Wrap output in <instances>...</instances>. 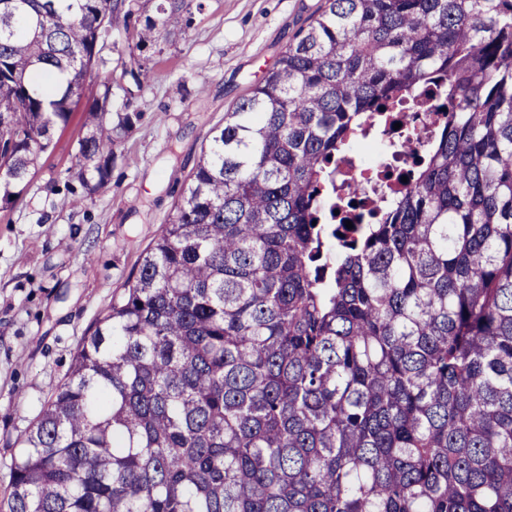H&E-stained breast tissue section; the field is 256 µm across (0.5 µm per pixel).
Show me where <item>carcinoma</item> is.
<instances>
[{
    "label": "carcinoma",
    "instance_id": "carcinoma-1",
    "mask_svg": "<svg viewBox=\"0 0 512 512\" xmlns=\"http://www.w3.org/2000/svg\"><path fill=\"white\" fill-rule=\"evenodd\" d=\"M192 0H0V203L85 87L71 206L123 74ZM436 97L406 190L351 233L329 165ZM0 512H512V0H322L228 112L20 439Z\"/></svg>",
    "mask_w": 512,
    "mask_h": 512
}]
</instances>
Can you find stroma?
<instances>
[{
    "label": "stroma",
    "mask_w": 512,
    "mask_h": 512,
    "mask_svg": "<svg viewBox=\"0 0 512 512\" xmlns=\"http://www.w3.org/2000/svg\"><path fill=\"white\" fill-rule=\"evenodd\" d=\"M321 0H201L188 35L153 53L139 80L122 74L114 32V109L141 113L114 143L109 187L71 208L63 186L82 110L52 131L23 193L0 208V493L18 441L62 382L90 327L139 267L213 127L306 25ZM208 93L196 96L197 85ZM93 262H85V252Z\"/></svg>",
    "instance_id": "obj_1"
}]
</instances>
